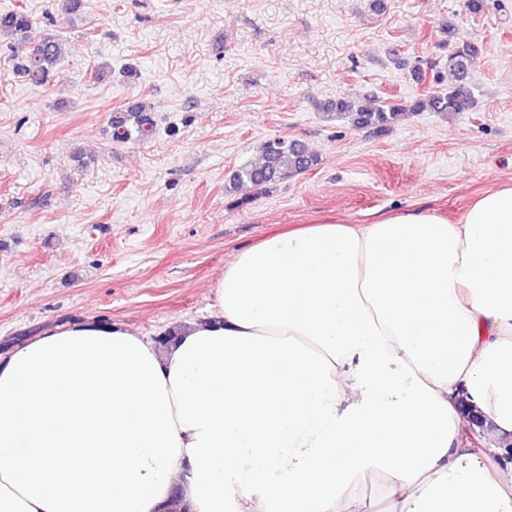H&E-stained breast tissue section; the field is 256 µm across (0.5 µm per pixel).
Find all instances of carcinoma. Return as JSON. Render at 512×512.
Wrapping results in <instances>:
<instances>
[{
  "label": "carcinoma",
  "instance_id": "carcinoma-1",
  "mask_svg": "<svg viewBox=\"0 0 512 512\" xmlns=\"http://www.w3.org/2000/svg\"><path fill=\"white\" fill-rule=\"evenodd\" d=\"M32 19L21 7L0 12V35L25 41L32 29ZM451 43L448 44V71L457 78V83L443 91H429L407 109L396 103L367 105L351 97H342L330 103L336 117L348 116L353 124L366 127H386L397 121L405 112H433L450 114L470 112L476 105L474 91L464 83L468 64L479 53V47L459 36L455 27L446 26ZM59 42L45 40L33 47L17 72L34 86H43L50 81L54 67L61 60ZM112 138L118 142H141L155 132V125L148 109L141 105L126 112H116L111 118ZM317 163L315 154L295 141L272 139L264 145L262 157L248 162L232 176L234 182H248L258 189L270 184L298 176Z\"/></svg>",
  "mask_w": 512,
  "mask_h": 512
}]
</instances>
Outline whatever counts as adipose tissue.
<instances>
[{"mask_svg":"<svg viewBox=\"0 0 512 512\" xmlns=\"http://www.w3.org/2000/svg\"><path fill=\"white\" fill-rule=\"evenodd\" d=\"M210 297L164 346L85 318L0 361V512H371L372 468L384 512H512L511 184L272 233ZM384 475L381 472L368 474L360 484V493L369 500L375 507V510H384L383 491Z\"/></svg>","mask_w":512,"mask_h":512,"instance_id":"obj_1","label":"adipose tissue"}]
</instances>
